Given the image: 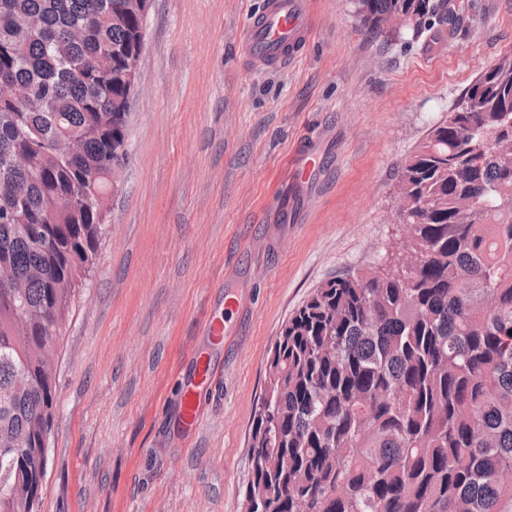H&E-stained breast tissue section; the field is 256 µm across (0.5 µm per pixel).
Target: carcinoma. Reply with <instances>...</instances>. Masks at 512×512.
Wrapping results in <instances>:
<instances>
[{
  "label": "carcinoma",
  "instance_id": "cac0c4a2",
  "mask_svg": "<svg viewBox=\"0 0 512 512\" xmlns=\"http://www.w3.org/2000/svg\"><path fill=\"white\" fill-rule=\"evenodd\" d=\"M417 39L461 0H354ZM141 15L129 0H0V512H39L61 328L124 163ZM80 141L75 154L63 140ZM25 156L29 167L14 159ZM399 255L324 283L285 325L251 429L247 512H512V54L401 164ZM27 333L18 334L19 321Z\"/></svg>",
  "mask_w": 512,
  "mask_h": 512
}]
</instances>
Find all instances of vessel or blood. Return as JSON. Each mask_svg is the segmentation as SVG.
<instances>
[{"label":"vessel or blood","mask_w":512,"mask_h":512,"mask_svg":"<svg viewBox=\"0 0 512 512\" xmlns=\"http://www.w3.org/2000/svg\"><path fill=\"white\" fill-rule=\"evenodd\" d=\"M312 0H266L264 10L251 20L241 42L252 65L280 69L298 59L313 31ZM313 146L293 154L299 180H306L317 164Z\"/></svg>","instance_id":"b4317fda"}]
</instances>
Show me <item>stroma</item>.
<instances>
[{"mask_svg":"<svg viewBox=\"0 0 512 512\" xmlns=\"http://www.w3.org/2000/svg\"><path fill=\"white\" fill-rule=\"evenodd\" d=\"M468 3L455 34L417 40L316 0L303 55L266 70L239 39L264 0H152L127 160L62 330L40 512H244L272 346L322 283L399 250V165L512 54V0ZM305 139L322 163L299 191ZM197 352L214 376L189 431Z\"/></svg>","mask_w":512,"mask_h":512,"instance_id":"1","label":"stroma"}]
</instances>
